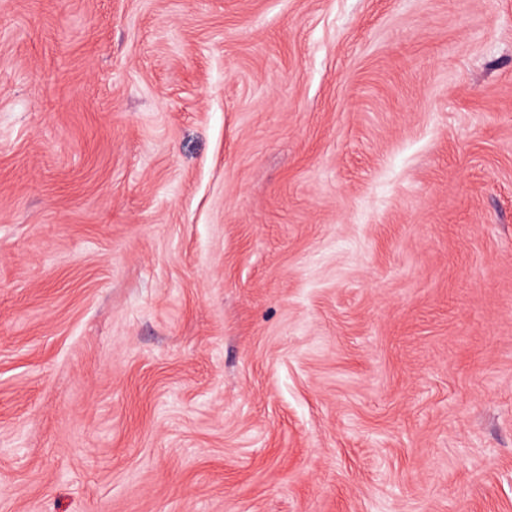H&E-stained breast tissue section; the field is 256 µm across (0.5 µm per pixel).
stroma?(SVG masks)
<instances>
[{"label": "stroma", "mask_w": 512, "mask_h": 512, "mask_svg": "<svg viewBox=\"0 0 512 512\" xmlns=\"http://www.w3.org/2000/svg\"><path fill=\"white\" fill-rule=\"evenodd\" d=\"M0 512H512V0H0Z\"/></svg>", "instance_id": "1"}]
</instances>
